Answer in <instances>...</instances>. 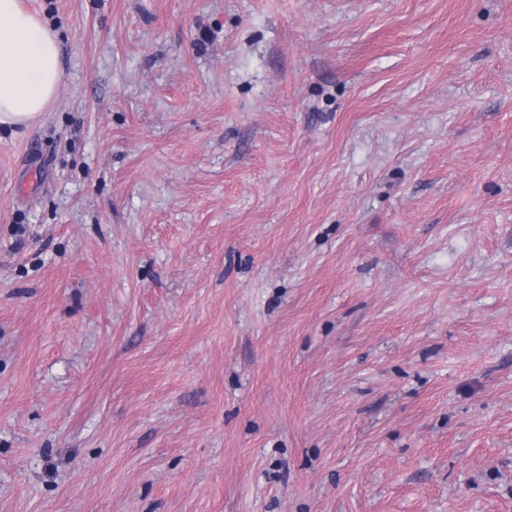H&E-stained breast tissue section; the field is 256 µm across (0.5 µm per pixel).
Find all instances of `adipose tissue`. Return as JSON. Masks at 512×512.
I'll return each instance as SVG.
<instances>
[{
	"label": "adipose tissue",
	"instance_id": "adipose-tissue-1",
	"mask_svg": "<svg viewBox=\"0 0 512 512\" xmlns=\"http://www.w3.org/2000/svg\"><path fill=\"white\" fill-rule=\"evenodd\" d=\"M61 78L57 31L22 0H0V130L39 123Z\"/></svg>",
	"mask_w": 512,
	"mask_h": 512
}]
</instances>
